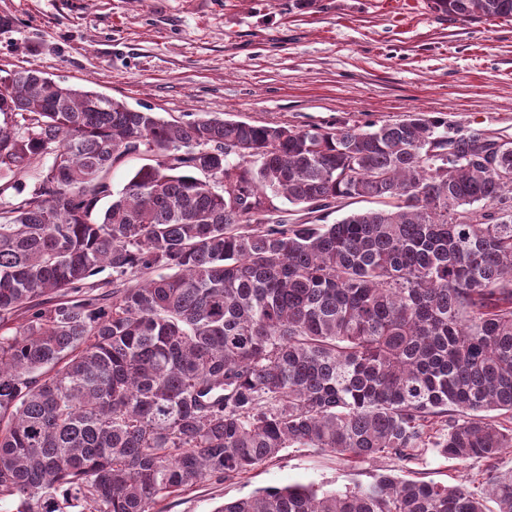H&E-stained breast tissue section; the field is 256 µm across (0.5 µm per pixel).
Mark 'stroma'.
I'll return each mask as SVG.
<instances>
[{
  "label": "stroma",
  "instance_id": "obj_1",
  "mask_svg": "<svg viewBox=\"0 0 512 512\" xmlns=\"http://www.w3.org/2000/svg\"><path fill=\"white\" fill-rule=\"evenodd\" d=\"M36 68L67 84L147 106L167 120L206 112L256 125L395 122L417 112L449 133L512 141V21L465 22L429 0H0V71ZM495 462L432 452L402 464L347 462L289 448L237 477L165 500L164 512H215L270 487L325 490L374 471L455 485Z\"/></svg>",
  "mask_w": 512,
  "mask_h": 512
}]
</instances>
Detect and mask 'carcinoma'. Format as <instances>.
I'll list each match as a JSON object with an SVG mask.
<instances>
[{
    "label": "carcinoma",
    "mask_w": 512,
    "mask_h": 512,
    "mask_svg": "<svg viewBox=\"0 0 512 512\" xmlns=\"http://www.w3.org/2000/svg\"><path fill=\"white\" fill-rule=\"evenodd\" d=\"M431 7L512 18V0ZM0 115V197L42 166L0 205L15 512H152L287 448L404 464L512 448V142L423 112L365 129L172 122L35 68L0 77ZM140 152L154 162L112 193L114 161ZM359 198L385 208L273 219ZM215 512H512V471L477 490L387 473L275 487Z\"/></svg>",
    "instance_id": "cac0c4a2"
}]
</instances>
